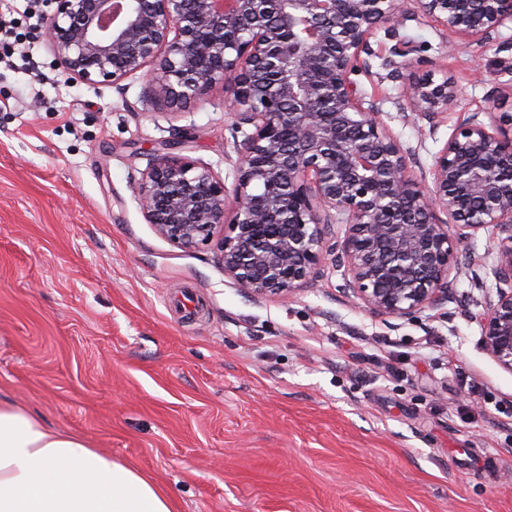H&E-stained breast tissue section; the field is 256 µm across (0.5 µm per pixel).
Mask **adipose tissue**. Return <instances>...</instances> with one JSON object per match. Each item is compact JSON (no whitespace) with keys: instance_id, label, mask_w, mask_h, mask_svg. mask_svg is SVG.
<instances>
[{"instance_id":"adipose-tissue-1","label":"adipose tissue","mask_w":512,"mask_h":512,"mask_svg":"<svg viewBox=\"0 0 512 512\" xmlns=\"http://www.w3.org/2000/svg\"><path fill=\"white\" fill-rule=\"evenodd\" d=\"M0 512H172L132 466L0 400Z\"/></svg>"}]
</instances>
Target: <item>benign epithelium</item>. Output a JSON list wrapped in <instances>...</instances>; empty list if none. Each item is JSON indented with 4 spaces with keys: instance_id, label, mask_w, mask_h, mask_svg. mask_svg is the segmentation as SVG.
<instances>
[{
    "instance_id": "1",
    "label": "benign epithelium",
    "mask_w": 512,
    "mask_h": 512,
    "mask_svg": "<svg viewBox=\"0 0 512 512\" xmlns=\"http://www.w3.org/2000/svg\"><path fill=\"white\" fill-rule=\"evenodd\" d=\"M55 3L44 38L72 79L116 84L140 73L147 100L174 115L220 88L234 112L243 139L232 185L168 146L141 172L135 191L161 237L213 250L224 277L258 299L286 298L337 261L355 303L407 319L448 301L459 242L492 227L496 293L484 301L483 347L512 371V131L468 114L435 155L431 180L418 179L412 152L352 79L381 28L407 56L399 29L420 16L451 36L450 54L470 43L501 50L512 0ZM441 72L422 58L401 75L410 111L431 120L456 110Z\"/></svg>"
}]
</instances>
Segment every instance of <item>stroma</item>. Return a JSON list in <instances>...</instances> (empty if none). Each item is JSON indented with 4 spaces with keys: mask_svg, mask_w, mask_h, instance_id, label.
Instances as JSON below:
<instances>
[{
    "mask_svg": "<svg viewBox=\"0 0 512 512\" xmlns=\"http://www.w3.org/2000/svg\"><path fill=\"white\" fill-rule=\"evenodd\" d=\"M38 74L0 65V397L152 479L173 512H512V372L482 345L493 232L461 242L448 301L383 320L327 265L312 288L256 300L208 250L148 224L135 184L163 144L233 182L223 93L172 119L144 81L71 79L23 0ZM413 54L440 61L459 109L406 111L384 32L356 81L428 174L460 112L512 114L509 50L422 17Z\"/></svg>",
    "mask_w": 512,
    "mask_h": 512,
    "instance_id": "stroma-1",
    "label": "stroma"
}]
</instances>
